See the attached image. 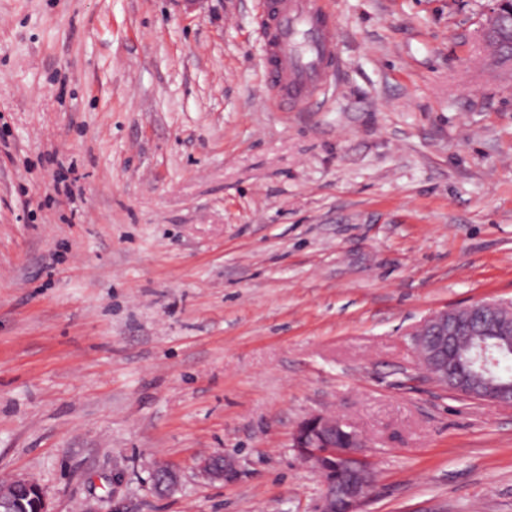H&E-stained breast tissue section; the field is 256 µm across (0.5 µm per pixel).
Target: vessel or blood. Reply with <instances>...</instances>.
I'll return each mask as SVG.
<instances>
[{"label":"vessel or blood","mask_w":512,"mask_h":512,"mask_svg":"<svg viewBox=\"0 0 512 512\" xmlns=\"http://www.w3.org/2000/svg\"><path fill=\"white\" fill-rule=\"evenodd\" d=\"M262 76L274 107L307 108L337 69L329 0H262Z\"/></svg>","instance_id":"obj_1"}]
</instances>
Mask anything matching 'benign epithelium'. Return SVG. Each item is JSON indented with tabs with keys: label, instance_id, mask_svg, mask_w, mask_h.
Wrapping results in <instances>:
<instances>
[{
	"label": "benign epithelium",
	"instance_id": "7a95c632",
	"mask_svg": "<svg viewBox=\"0 0 512 512\" xmlns=\"http://www.w3.org/2000/svg\"><path fill=\"white\" fill-rule=\"evenodd\" d=\"M481 35L500 62L512 63V51L505 49L503 38L512 36V3L493 0ZM493 328L497 339L512 348V303L476 301L461 308H446L431 314L412 333L413 349L426 376L448 392L474 401L512 407V386L506 387L480 373L470 371L448 382V360L461 343V331L481 336ZM344 436L347 446L336 444V435ZM292 447L319 474L324 494L319 512H361L360 506L374 484V472L363 456L365 441L347 421L333 415L317 414L302 421L292 434ZM200 470L210 480L222 481L225 469L213 458L201 461ZM39 495L38 512H50L41 488L26 480L0 485V499L19 489Z\"/></svg>",
	"mask_w": 512,
	"mask_h": 512
}]
</instances>
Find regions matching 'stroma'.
Instances as JSON below:
<instances>
[{"label":"stroma","instance_id":"stroma-1","mask_svg":"<svg viewBox=\"0 0 512 512\" xmlns=\"http://www.w3.org/2000/svg\"><path fill=\"white\" fill-rule=\"evenodd\" d=\"M329 2L341 69L276 112L261 0H0V481L50 512H318L315 414L366 440L363 512H512V408L412 342L512 303L493 2ZM489 327L500 344L512 349V303L476 301L431 314L412 333L414 353L426 376L451 394L512 407V384L506 387L473 371L448 384V360L461 343V331L482 336Z\"/></svg>","mask_w":512,"mask_h":512}]
</instances>
